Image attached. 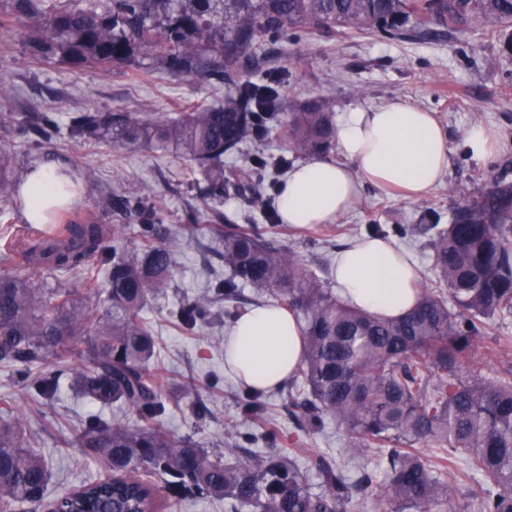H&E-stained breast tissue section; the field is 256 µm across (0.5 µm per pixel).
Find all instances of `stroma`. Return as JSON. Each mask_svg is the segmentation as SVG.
<instances>
[{"mask_svg":"<svg viewBox=\"0 0 512 512\" xmlns=\"http://www.w3.org/2000/svg\"><path fill=\"white\" fill-rule=\"evenodd\" d=\"M27 35L22 27H0V112L9 117L8 128L0 127V149L8 153L10 168L19 177L51 161L70 168L79 199L65 218H89L106 226L137 223L136 215L122 217L103 208L102 199L110 191L146 198L161 212L175 240L177 269L170 288L146 312L157 342L152 367L172 388L186 390L184 398L169 405L162 422L170 432L193 435L206 448L223 450L227 428L241 421V385L224 359L228 327L217 321L190 331L172 316L182 298L206 293L224 271L223 262L207 264L201 258L203 248L213 243L211 235L185 222L186 212L201 205L194 185L203 181V172L153 145L120 148L106 141L75 140L66 129L42 140L18 135L17 128L31 112H181L223 100L225 88L191 73L170 72L143 56L106 71L58 65L34 56ZM511 37V28L474 20L437 40L339 32L261 47L268 60L251 74V81L263 84L269 76L280 75V92L289 101L321 100L339 121L354 108L400 98L432 112L448 134V172L426 198L393 197L368 184L334 223L285 227L281 244L327 278L337 252L365 236L369 225L414 226L429 211L449 224L461 201L459 189L482 190L500 174L512 177V52L504 48ZM477 123L494 128L500 142L498 153L480 165L464 145L467 130ZM5 396L10 405L0 406V420L17 422L35 434L36 447L49 464L50 498L107 475L73 443L89 418L137 423L120 404L91 402L65 378L54 399L44 403L18 386L11 370L0 367V398Z\"/></svg>","mask_w":512,"mask_h":512,"instance_id":"35a3bbf8","label":"stroma"}]
</instances>
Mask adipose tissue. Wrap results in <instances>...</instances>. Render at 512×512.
Segmentation results:
<instances>
[{"mask_svg":"<svg viewBox=\"0 0 512 512\" xmlns=\"http://www.w3.org/2000/svg\"><path fill=\"white\" fill-rule=\"evenodd\" d=\"M336 142L340 159H313L289 171L278 197L283 223H330L357 201L366 182L405 199H422L449 167L444 130L431 113L402 100L353 110ZM64 179L59 164H42L29 173L23 209L30 223H47L51 210L71 204L62 191ZM332 278L345 301L382 318L408 312L420 291L409 254L382 237H364L341 250ZM224 356L242 385L274 391L299 370L300 326L285 308L250 306L225 337Z\"/></svg>","mask_w":512,"mask_h":512,"instance_id":"ef3b65f1","label":"adipose tissue"}]
</instances>
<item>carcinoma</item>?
<instances>
[{
  "label": "carcinoma",
  "instance_id": "1",
  "mask_svg": "<svg viewBox=\"0 0 512 512\" xmlns=\"http://www.w3.org/2000/svg\"><path fill=\"white\" fill-rule=\"evenodd\" d=\"M476 17L511 25L512 0H11L0 27L36 21L31 49L57 63L116 65L144 54L166 61L173 73L227 85L224 101L174 116L87 109L72 113L68 127L78 137L171 149L203 170L202 200H220L231 187L268 213L272 185L255 177L267 160L251 157L226 174L224 155L277 125L291 151L315 158L333 148L336 133L318 100L294 104L276 85L249 80L248 72L261 66L257 43L289 31L310 36L336 29L435 37ZM58 130L56 113L33 112L18 132L48 139ZM17 193L3 152L0 200ZM107 203L122 214L137 213L140 223L115 231L59 224L51 236L0 250V363L16 383L50 400L74 360L83 394L103 405L119 403L137 417L134 427L97 416L86 422L76 443L110 475L58 495L50 502L56 512H158L164 497L221 498L224 512H345L379 473L386 512H431L433 505L443 512H512V363L492 375L461 376L492 325L512 318L511 180L502 177L464 198L444 227L434 224V213L426 216L438 287L422 290L415 308L398 319L340 300L280 244L284 225L276 216L265 227L207 225L229 274L204 296L184 301L174 317L193 329L222 311L232 323L246 288L295 314L303 323V355L301 380L288 381V411L304 437L336 420L352 458L383 449L379 471L356 477L331 455L305 456L301 439L297 448L282 447L260 392L244 390L239 407L244 422L261 429L264 454L251 448L249 435L237 434L226 458L163 427L175 397L149 368L156 342L144 311L171 286L176 254L146 201L110 193ZM125 231L140 242L138 251L121 246ZM108 252L102 310L59 281L33 287L38 270L80 278ZM421 443L433 454L422 455ZM303 456L305 464L298 462ZM468 479L474 485L460 500L456 485ZM47 483V464L23 429L0 426V512H35Z\"/></svg>",
  "mask_w": 512,
  "mask_h": 512
}]
</instances>
